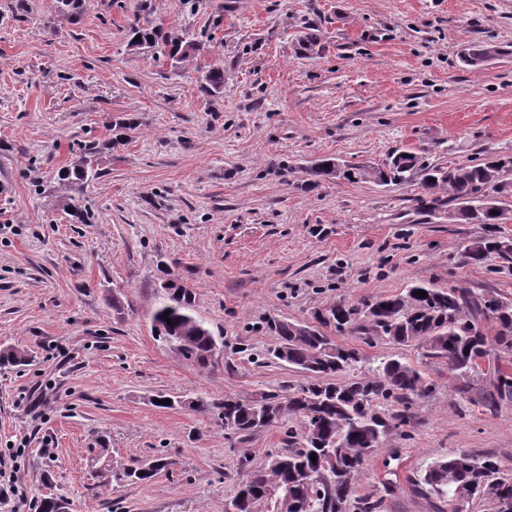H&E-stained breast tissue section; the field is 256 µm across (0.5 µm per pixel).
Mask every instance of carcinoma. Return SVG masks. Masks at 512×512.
<instances>
[{"instance_id":"cac0c4a2","label":"carcinoma","mask_w":512,"mask_h":512,"mask_svg":"<svg viewBox=\"0 0 512 512\" xmlns=\"http://www.w3.org/2000/svg\"><path fill=\"white\" fill-rule=\"evenodd\" d=\"M130 45L155 48L163 56L180 63L197 49L186 34H166L153 27L130 29ZM203 88L218 93L224 89V70L210 68ZM96 146L86 145L81 156L58 175L59 188L69 201L75 218L85 221L77 196L85 185L100 177L95 169ZM512 169V159L488 160L474 164L424 168L413 152L396 151L381 163L365 169L345 165L336 172V161L326 158L310 167L308 175L339 178L380 185H404L420 181L422 192L416 202L432 211L443 205L436 191L448 190L450 200L459 208L455 221L473 224H499L500 215L493 205L508 196L503 174ZM498 241L490 236L466 247L467 258L482 262L497 253ZM151 323L166 344H182L179 356L201 369L214 366L210 353L224 344L197 315L195 293L175 277L160 284ZM423 290L427 296L418 297ZM168 316H163V313ZM332 320L317 318L319 325L301 328L286 319H272L269 329L278 345L270 351L273 359L308 378L292 393H270L260 401L272 406L273 423L285 419L298 422L288 428V447L266 455L262 463L249 469L236 484L232 496L224 501V512H385L386 498L370 493L351 499L354 485L366 462L386 441L390 432L407 424L406 414H389L387 404L407 406L411 399L429 391L422 372L408 362L383 358L377 365L358 375L348 370L358 362L357 352L346 348L319 329L332 326L369 344L376 339L398 344H414L429 356L443 359L448 369L464 381L462 393L470 384H480L483 406L497 409L500 401L512 399V372L499 366L482 367L498 347L512 349V299L492 290L474 293L465 288H437L415 283L405 292L370 302H339L329 308ZM172 324H167V321ZM493 325L495 335L487 333ZM27 354L14 347L0 348V369L24 364ZM188 407L203 415H215L232 422L235 433L248 435L265 427L246 399L224 397L221 402L198 398ZM316 460H311V454ZM163 458L153 468L138 467L113 473L117 481L143 482L165 469ZM473 485L472 497H484L493 504V512H512V477L501 476L500 466L491 456L459 451L434 461L416 483L418 491L435 499L440 512L461 486ZM288 488V498L277 491Z\"/></svg>"}]
</instances>
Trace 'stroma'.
Masks as SVG:
<instances>
[{
	"mask_svg": "<svg viewBox=\"0 0 512 512\" xmlns=\"http://www.w3.org/2000/svg\"><path fill=\"white\" fill-rule=\"evenodd\" d=\"M0 0V346L28 365L0 370V456L22 487L0 512L44 497L68 512H224L242 461L285 448L288 425L242 438L217 419L155 406L158 396L290 393L300 374L267 358L269 318L311 321L339 301L421 280L512 299V263L465 248L512 223H443L420 183L380 186L307 174L333 157L381 163L410 150L446 167L512 156V0ZM185 30L180 67L128 43L132 24ZM316 34L320 49L304 55ZM493 45L480 68L468 46ZM224 68L212 95L199 79ZM101 175L76 222L57 174L83 147ZM178 277L224 336L202 371L152 332L158 284ZM360 373L377 358L420 369L429 392L368 461L353 494L390 487L386 512H435L415 492L433 461L492 456L512 475V399L477 392L421 347L348 334ZM48 402L28 413L34 389ZM142 484L115 470L156 457ZM153 463V468L147 471H140V467H132V468H123L121 471H115L112 476L116 481H126V482H143L153 478L157 472L165 469L169 463L164 458H157Z\"/></svg>",
	"mask_w": 512,
	"mask_h": 512,
	"instance_id": "1",
	"label": "stroma"
}]
</instances>
